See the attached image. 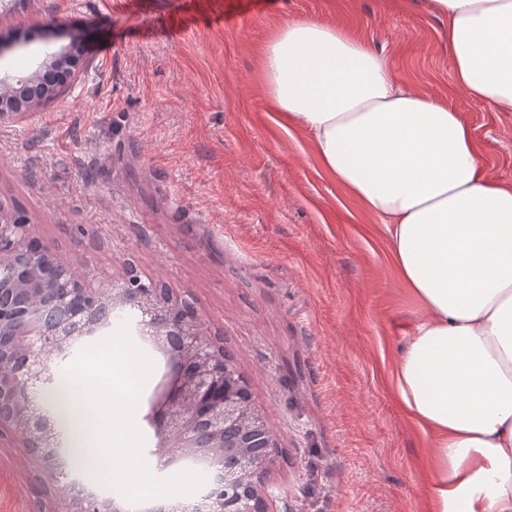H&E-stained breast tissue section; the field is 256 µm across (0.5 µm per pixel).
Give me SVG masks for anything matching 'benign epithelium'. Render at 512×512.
<instances>
[{"label": "benign epithelium", "mask_w": 512, "mask_h": 512, "mask_svg": "<svg viewBox=\"0 0 512 512\" xmlns=\"http://www.w3.org/2000/svg\"><path fill=\"white\" fill-rule=\"evenodd\" d=\"M68 49L46 54L28 79L67 60ZM19 78L0 79V118L25 111L6 94ZM141 310L139 335L161 349L181 337L169 358L170 378L156 397L148 419L157 440L155 454L164 466L196 457L207 449L212 485L195 496L199 512H258L254 498L239 492L241 475L259 471L276 441L262 412L251 402L247 382L225 381L232 374L224 356L201 331L192 314L161 285L145 283L129 267L109 280L79 278L47 247L29 238L27 221L0 204V428L18 434L23 444L61 479L55 456V424L45 404L34 400L51 379L54 357L75 338L96 335L100 316L125 300ZM66 512H102L94 490L72 491Z\"/></svg>", "instance_id": "benign-epithelium-1"}]
</instances>
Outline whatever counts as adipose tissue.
I'll use <instances>...</instances> for the list:
<instances>
[{"label": "adipose tissue", "instance_id": "adipose-tissue-1", "mask_svg": "<svg viewBox=\"0 0 512 512\" xmlns=\"http://www.w3.org/2000/svg\"><path fill=\"white\" fill-rule=\"evenodd\" d=\"M432 3L455 84L512 112V0ZM261 68L274 112L378 219L423 309L392 382L428 440L432 512H512V184L488 176L458 112L350 31L286 22Z\"/></svg>", "mask_w": 512, "mask_h": 512}]
</instances>
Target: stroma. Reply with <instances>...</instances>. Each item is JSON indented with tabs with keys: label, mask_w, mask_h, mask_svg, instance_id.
<instances>
[{
	"label": "stroma",
	"mask_w": 512,
	"mask_h": 512,
	"mask_svg": "<svg viewBox=\"0 0 512 512\" xmlns=\"http://www.w3.org/2000/svg\"><path fill=\"white\" fill-rule=\"evenodd\" d=\"M0 77L80 51L68 83L0 120V202L83 277L134 266L221 339L278 448L257 488L267 512H428L426 438L390 373L421 309L380 224L287 130L260 60L291 19L339 26L385 49L398 79L447 101L492 178L512 182V112L457 87L448 22L429 0H7ZM154 361L136 413L165 373ZM63 493L0 430V512H61Z\"/></svg>",
	"instance_id": "stroma-1"
}]
</instances>
